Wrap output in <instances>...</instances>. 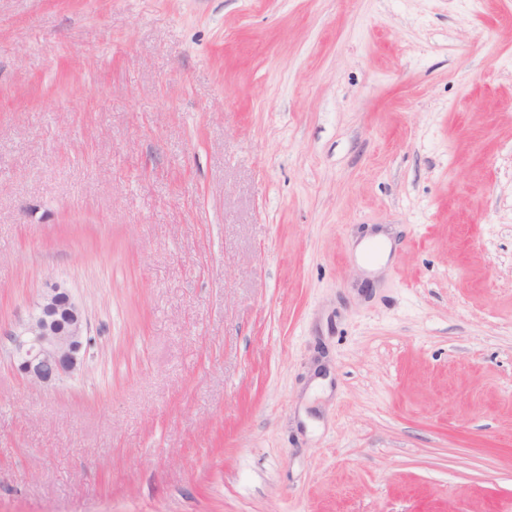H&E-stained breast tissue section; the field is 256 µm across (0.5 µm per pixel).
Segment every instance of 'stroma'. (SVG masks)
<instances>
[{"mask_svg": "<svg viewBox=\"0 0 512 512\" xmlns=\"http://www.w3.org/2000/svg\"><path fill=\"white\" fill-rule=\"evenodd\" d=\"M0 512H512V0H0ZM88 322L70 291L54 283L39 296L35 309L10 332L13 359L31 384L55 386L72 377L81 352L90 346Z\"/></svg>", "mask_w": 512, "mask_h": 512, "instance_id": "1", "label": "stroma"}]
</instances>
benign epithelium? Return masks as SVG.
<instances>
[{
	"label": "benign epithelium",
	"mask_w": 512,
	"mask_h": 512,
	"mask_svg": "<svg viewBox=\"0 0 512 512\" xmlns=\"http://www.w3.org/2000/svg\"><path fill=\"white\" fill-rule=\"evenodd\" d=\"M10 336L18 371L40 386H55L72 377L81 352L91 343L82 307L57 283L42 292L34 311L15 324Z\"/></svg>",
	"instance_id": "benign-epithelium-1"
}]
</instances>
